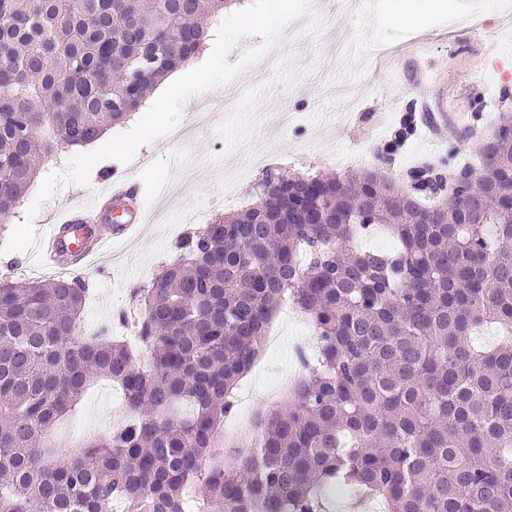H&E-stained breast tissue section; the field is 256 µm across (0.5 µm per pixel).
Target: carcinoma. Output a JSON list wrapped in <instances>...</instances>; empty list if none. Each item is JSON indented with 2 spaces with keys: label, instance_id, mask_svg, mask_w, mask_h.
Here are the masks:
<instances>
[{
  "label": "carcinoma",
  "instance_id": "obj_1",
  "mask_svg": "<svg viewBox=\"0 0 512 512\" xmlns=\"http://www.w3.org/2000/svg\"><path fill=\"white\" fill-rule=\"evenodd\" d=\"M241 0H0V215L51 150L139 110ZM147 68L138 92L130 80ZM280 174L186 236L134 289L142 363L78 335V278L0 280V512H327L352 489L388 512H512V113L478 143L479 189L401 188L387 169ZM385 229L393 253L362 251ZM319 345L289 401L224 455V418L284 302ZM494 324L503 340L477 347ZM100 380L120 423L58 460V429Z\"/></svg>",
  "mask_w": 512,
  "mask_h": 512
}]
</instances>
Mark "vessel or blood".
<instances>
[{
    "mask_svg": "<svg viewBox=\"0 0 512 512\" xmlns=\"http://www.w3.org/2000/svg\"><path fill=\"white\" fill-rule=\"evenodd\" d=\"M138 192L136 182L117 178L106 184L93 205L73 204L50 216L41 251L45 269L54 274L79 276L93 263L102 262L114 242L127 238L133 228L146 222L145 214L135 205L120 224L103 223L102 215L111 213L115 200L134 204Z\"/></svg>",
    "mask_w": 512,
    "mask_h": 512,
    "instance_id": "obj_1",
    "label": "vessel or blood"
}]
</instances>
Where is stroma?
I'll return each instance as SVG.
<instances>
[{
    "instance_id": "35a3bbf8",
    "label": "stroma",
    "mask_w": 512,
    "mask_h": 512,
    "mask_svg": "<svg viewBox=\"0 0 512 512\" xmlns=\"http://www.w3.org/2000/svg\"><path fill=\"white\" fill-rule=\"evenodd\" d=\"M393 2L311 0L323 21L317 36L286 29L281 39L292 49L269 59L261 81L246 68L228 84L185 102L184 126L195 123L200 103L214 107L193 142L157 137L138 148L137 160H104L92 169L89 186L60 187L42 203L33 219L39 236L47 216L92 199L105 178L127 176L142 187L145 231L113 244L114 264L86 272L83 323L94 331L108 325L122 335L117 317L131 313L132 289L148 283L174 255L178 240L196 229L192 213L211 218L256 201L261 171L226 188L225 158L246 167L252 156H262L269 169L299 175L339 172L346 157L357 168L371 164L393 139L409 104L429 95L446 113L448 132L438 136L418 127L393 156L392 175L423 161L476 164L473 139L465 131L491 129L501 103L486 100L476 113L474 95L490 83L512 87V0H416L423 15L417 28L391 19ZM268 334L270 346L239 383L231 421L256 420L285 401L300 372L293 348L309 335L306 317L296 309L276 313ZM118 395L112 383H97L56 437L111 424Z\"/></svg>"
}]
</instances>
